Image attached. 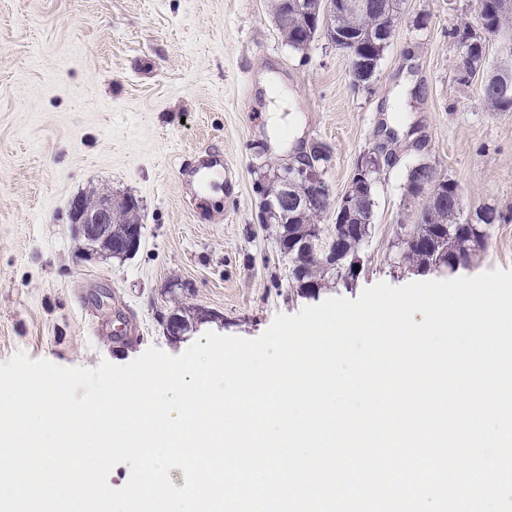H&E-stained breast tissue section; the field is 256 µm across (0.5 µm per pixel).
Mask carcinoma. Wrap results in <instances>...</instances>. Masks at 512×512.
<instances>
[{
  "mask_svg": "<svg viewBox=\"0 0 512 512\" xmlns=\"http://www.w3.org/2000/svg\"><path fill=\"white\" fill-rule=\"evenodd\" d=\"M303 7L288 5L284 0H273L272 9L276 25L285 44L293 50H305L315 38L322 36L329 42L339 43L342 39L352 40L357 48L381 53L380 32L398 14V0H373V7L366 12H351L341 9L333 15L332 29L321 32L315 29L306 13L308 9L324 7L328 0H300ZM483 27L474 28L473 23L465 22L448 31L458 49H463L462 41L473 39L484 41L492 35H499L512 28V15L500 13L496 0H488ZM506 61L497 71L485 75L483 97L488 109L493 112L512 111V45L505 47ZM378 173L370 175L369 186L365 190V202L357 211L346 214L343 223L348 231L343 233L340 245L348 256L359 253L370 233L374 218V186ZM455 182L448 181V191L441 195L444 205L438 206L432 214V221L420 225L419 235L400 245L401 263L421 273L430 272L441 265L454 272L469 267L479 252L484 250L489 236L487 224H459L455 221L452 195ZM114 220L112 225V256L123 252L129 227L139 223L137 200L132 196L113 201ZM325 210L319 208L288 209V223L281 225L280 240L284 248H292L311 237L320 229V221ZM295 288L319 289L331 285L349 286L336 268L327 264L323 256L312 257L303 262L293 275Z\"/></svg>",
  "mask_w": 512,
  "mask_h": 512,
  "instance_id": "obj_1",
  "label": "carcinoma"
}]
</instances>
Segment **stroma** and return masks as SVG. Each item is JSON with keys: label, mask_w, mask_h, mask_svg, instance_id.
<instances>
[{"label": "stroma", "mask_w": 512, "mask_h": 512, "mask_svg": "<svg viewBox=\"0 0 512 512\" xmlns=\"http://www.w3.org/2000/svg\"><path fill=\"white\" fill-rule=\"evenodd\" d=\"M474 11L475 0H400L373 81L357 88L326 39L288 48L271 0H0V362L21 350L63 367L125 365L152 346L178 355L209 331L253 339L276 313L403 286L418 273L399 265L396 229L422 206L404 196L421 160L457 183L466 213L502 216L465 276L512 269V112L487 111L481 77L459 81L448 36ZM269 84L288 93L289 142L277 148ZM399 88L363 268L352 287L304 293L275 225L258 221L260 174L318 146L339 196L359 157L385 142ZM205 149L227 177L222 199L203 206L179 163ZM102 192L139 204L142 240L129 258L78 251L70 202ZM179 305L218 317L173 341L164 319Z\"/></svg>", "instance_id": "stroma-1"}]
</instances>
